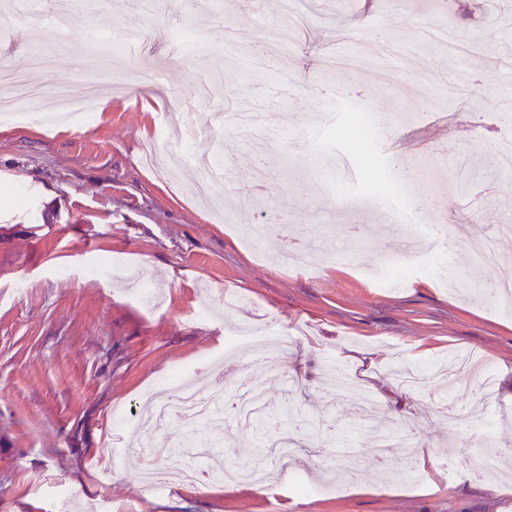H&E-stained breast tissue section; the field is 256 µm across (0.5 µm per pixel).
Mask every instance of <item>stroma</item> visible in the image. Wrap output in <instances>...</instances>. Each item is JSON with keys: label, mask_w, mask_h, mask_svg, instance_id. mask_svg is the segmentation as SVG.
I'll use <instances>...</instances> for the list:
<instances>
[{"label": "stroma", "mask_w": 512, "mask_h": 512, "mask_svg": "<svg viewBox=\"0 0 512 512\" xmlns=\"http://www.w3.org/2000/svg\"><path fill=\"white\" fill-rule=\"evenodd\" d=\"M69 2L12 0V23L0 27V60L28 70L43 102L80 75L90 26L108 38L134 25L140 38L116 59L89 120L0 121V512H55L65 496L102 502L105 512H512V478L475 477L476 440L430 413L440 392L414 393L395 377L456 352L482 356L492 399L463 377L450 392L497 445L512 447V312L480 299L481 268L448 241L398 288L355 271L424 251L410 223L385 220L411 201L422 223H464L490 240L512 277V233L498 231L512 221V174L494 154L498 110L512 99V0H468L452 51L424 40L440 17L411 0H297L303 26L290 43L275 34L282 0H138L131 13L95 4L70 14L59 39L55 17ZM229 27L238 55L268 64L237 92L258 105L278 144L259 185L261 158L224 91L193 94L197 82L224 77ZM383 37L399 48L389 84L368 75ZM34 41L47 51L32 71ZM194 42L208 55L186 56ZM161 86L188 95L186 110L166 112ZM325 94L331 106L321 112L315 100ZM355 108L383 118L373 149L342 121ZM174 121L186 134L172 145ZM452 141L477 147L435 208L423 164ZM167 145L186 166L222 165L216 196L146 168L148 149ZM247 198L266 228L258 256L234 230ZM242 324L292 334L277 367L225 358V338ZM334 365L352 380L349 396L332 400ZM176 371L227 396L258 379L269 413L287 402L299 411L304 452L283 469L257 435L229 442L224 426L197 424L189 432L211 452L202 486L142 495L135 478L147 460L129 445L160 435L145 395ZM366 398L382 422L360 419L356 403ZM384 424L420 448L418 481L402 476L403 449L376 457ZM116 443L125 449L105 483ZM329 453L344 479L322 472ZM257 460L269 466L265 488L216 478L226 462Z\"/></svg>", "instance_id": "stroma-1"}]
</instances>
